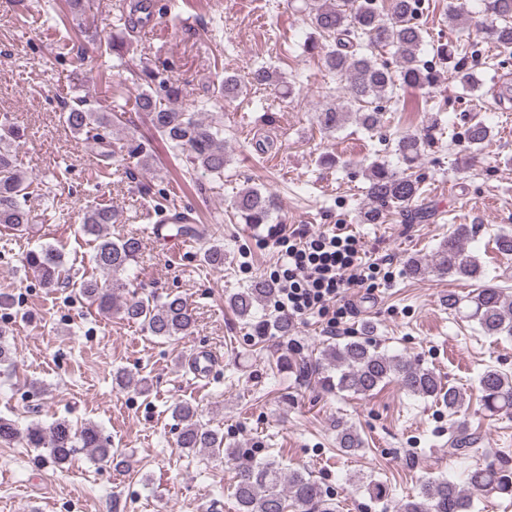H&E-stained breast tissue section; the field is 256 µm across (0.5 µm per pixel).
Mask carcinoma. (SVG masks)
<instances>
[{"instance_id": "carcinoma-1", "label": "carcinoma", "mask_w": 512, "mask_h": 512, "mask_svg": "<svg viewBox=\"0 0 512 512\" xmlns=\"http://www.w3.org/2000/svg\"><path fill=\"white\" fill-rule=\"evenodd\" d=\"M420 0H302L304 12L312 33L304 43L305 52L319 56L329 72L343 76L347 82L350 100L358 107L327 104L317 113L320 130L330 135L340 130L347 121L354 120L366 130L380 123V111L373 106L376 100L391 101L395 106L401 100L394 95L396 85L414 89L431 88L443 74L419 58L424 44V32L415 22ZM117 21L122 26L103 36L105 51L121 58L129 36L145 27L152 18V0H134L129 14L118 6ZM489 21L484 25L486 38L503 52H512V0H488ZM332 40L325 49L322 40ZM394 49L396 69L378 60L369 47ZM436 56L448 61V81H454L465 90L479 86L476 73L468 65V51L463 45H441ZM132 111L148 116L154 129L171 147L187 153L193 168L217 177H224L230 156L224 150V123L206 120L199 112L221 101H232L248 87H280L284 80L271 67H256L249 73L248 83L235 75H227L217 87L214 98L189 111L178 107L182 89L172 82L165 68L145 67L138 75ZM66 125L78 134H87L86 141L102 148L100 156L110 160L116 151L139 159L144 166L151 155L143 143L133 138L119 149L112 148L106 135L94 132L101 127L97 116L78 98L64 113ZM490 127L478 121L467 126L459 136L471 151L480 150L490 137ZM20 138V130L13 124L0 123V224L19 232L32 223L28 201L32 180L18 168L11 144ZM424 141L417 135L400 137L395 154L407 168L420 159ZM367 203L359 218L364 224H380L391 207L407 213L412 219L423 220L427 211L419 204L420 181L406 171H397L389 164L373 163L366 169ZM233 208L244 224H268L276 210L272 194L257 187L246 186L237 192ZM118 222V215L110 206H94L84 216L81 230L94 243L91 262L94 267L112 277L102 283L95 278L80 281L79 294L104 315L118 314L123 319L141 324L153 336L163 339L185 337L193 333L194 318L186 300L180 295H168L159 300L152 296L130 298L117 293L122 287L119 276L136 262L141 244L135 237L112 239L110 228ZM469 231L465 227L441 241L435 251L425 257L412 256L406 262L407 273L423 278L431 273L458 279L479 281L483 270L479 261L465 247ZM24 264L35 271L43 285L52 288L65 279L64 256L58 250L40 246L28 250ZM276 286L267 279H255L247 287L228 298L235 315L254 324L257 335L288 336L294 323L286 317L255 320L259 306L275 299ZM448 310L477 322L487 336L512 337V295L505 289L482 283L466 297L450 293L446 299ZM320 364L322 382L336 392L370 396L381 384L395 380L408 393L421 398H433L448 407L455 415L465 405L464 393L455 386H447L430 369L398 354L378 349L367 338L346 340L327 347ZM485 409L491 413L512 411V377L494 368H487L479 378ZM178 430L177 444L182 451H208L213 455L238 463L239 479L234 489L238 512H335L327 491L301 471L283 473L273 459L258 460L249 452L224 443V434L201 422L197 407L189 402H177L171 409ZM22 440L33 449L44 463L63 467L80 452L95 461H109L114 468L126 466V460L112 448L99 426L85 423L80 427L60 419L49 427L39 423L20 430L18 422L0 416V442ZM342 450L354 453L364 447L361 434L353 427H342L336 437ZM473 439L460 423L450 440L448 454L466 456ZM498 492L512 495V471L502 470L492 462L475 465L465 471V485L443 477L427 480L418 492L395 504V512H471L473 498L484 493Z\"/></svg>"}]
</instances>
